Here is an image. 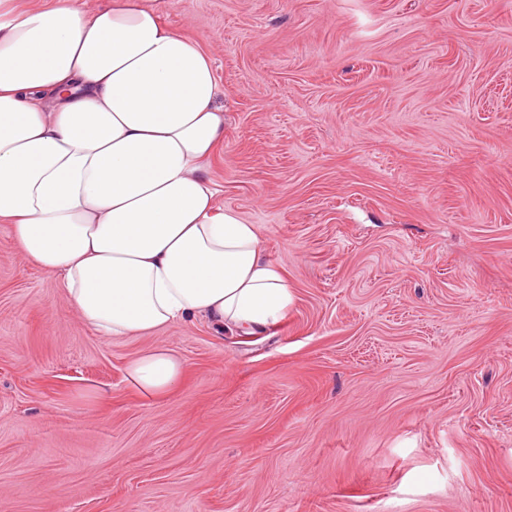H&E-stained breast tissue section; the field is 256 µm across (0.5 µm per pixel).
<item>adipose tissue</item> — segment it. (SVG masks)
<instances>
[{
	"label": "adipose tissue",
	"mask_w": 512,
	"mask_h": 512,
	"mask_svg": "<svg viewBox=\"0 0 512 512\" xmlns=\"http://www.w3.org/2000/svg\"><path fill=\"white\" fill-rule=\"evenodd\" d=\"M223 139L211 59L144 0L0 20V222L99 335L197 316L251 334L287 311L257 227L217 203ZM182 375L162 346L127 365L148 399Z\"/></svg>",
	"instance_id": "1"
}]
</instances>
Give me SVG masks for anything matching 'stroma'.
Returning <instances> with one entry per match:
<instances>
[{
	"label": "stroma",
	"mask_w": 512,
	"mask_h": 512,
	"mask_svg": "<svg viewBox=\"0 0 512 512\" xmlns=\"http://www.w3.org/2000/svg\"><path fill=\"white\" fill-rule=\"evenodd\" d=\"M148 3L214 62L217 201L293 301L106 339L0 222V512H512V0ZM129 383L145 398L168 395L183 375L181 362L166 347L156 346L139 353L127 365Z\"/></svg>",
	"instance_id": "stroma-1"
}]
</instances>
